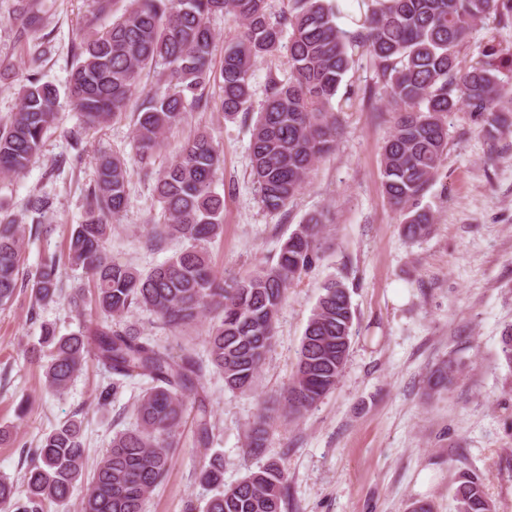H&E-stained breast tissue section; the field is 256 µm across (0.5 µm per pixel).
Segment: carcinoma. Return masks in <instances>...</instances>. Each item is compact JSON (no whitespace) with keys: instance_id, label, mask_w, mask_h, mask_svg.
Segmentation results:
<instances>
[{"instance_id":"cac0c4a2","label":"carcinoma","mask_w":512,"mask_h":512,"mask_svg":"<svg viewBox=\"0 0 512 512\" xmlns=\"http://www.w3.org/2000/svg\"><path fill=\"white\" fill-rule=\"evenodd\" d=\"M15 21L24 37L26 74L19 88L20 106L0 123V178L18 175L32 164L55 124L60 93L43 80L46 61L44 15L39 0H19ZM367 12L361 29L349 35L336 23L340 6L333 0H289L275 13L271 0H127L122 14L105 26L94 23L112 11V0H92L86 32L73 50L66 100L85 127L99 129L126 112L145 73L160 75V85L137 109L134 159L144 177H155L160 219L152 239H177L189 247L165 263L142 272L110 260L104 244L128 198L127 161L103 154L87 189L84 213L68 247L72 265L89 274L90 302L105 320L68 336L51 325L41 327L40 349L48 352L46 387L65 390L83 368L89 346L112 374L100 387L97 404L113 402L128 379L147 382L137 399V423L116 433L110 448L87 477L80 512H142L147 495L165 479L177 430L193 418V447L208 463L200 480L217 488L205 512H283L288 477L276 461L224 487L223 462L210 453L215 439L203 380L210 365L227 389L247 392L264 364L275 335L285 292L319 259L324 213L307 217L281 245L275 263L251 274L220 281L200 242L222 230L224 197L216 189L224 160L214 138L198 131L158 174L153 153L164 133L184 113L205 110L207 85L220 87V110L232 117L252 103V67L258 58L283 51L288 77L268 78L265 101L250 142L251 175L263 207L280 212L306 184L315 163L330 152L339 135L333 107L349 71V48H366L376 84L389 103L399 107L383 145V187L399 213L406 238L428 236L430 208L421 206L448 151V114L467 107L491 129L507 124L512 91L499 73L512 69V46L490 38L483 59L466 64L461 48L479 25L512 27V0H362ZM232 15L241 33L213 62L211 19ZM50 198L34 194L26 211L40 225L51 209ZM22 230L0 204V307L12 302L19 282ZM58 262L44 259L28 280L38 305L58 297ZM138 306L163 325L178 329L206 312L213 314L207 336L208 363L190 352L178 356L152 339L107 318H121ZM354 312L347 287L330 279L323 285L298 350L296 371L288 384L283 411H309L336 387L353 336ZM268 416L259 413L247 434L250 455L264 452ZM26 499L14 498L11 485L0 481V505L13 512H46L49 503L64 502L84 478L82 421L60 423L34 449ZM456 512H490L482 483L475 475L456 488Z\"/></svg>"}]
</instances>
